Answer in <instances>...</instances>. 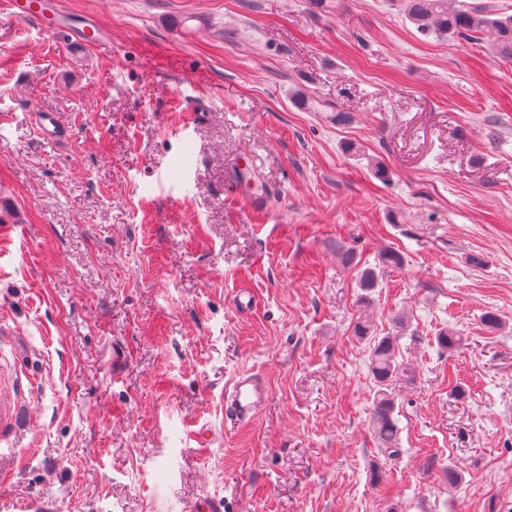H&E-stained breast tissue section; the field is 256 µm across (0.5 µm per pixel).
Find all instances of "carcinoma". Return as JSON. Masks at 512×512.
I'll use <instances>...</instances> for the list:
<instances>
[{"label": "carcinoma", "mask_w": 512, "mask_h": 512, "mask_svg": "<svg viewBox=\"0 0 512 512\" xmlns=\"http://www.w3.org/2000/svg\"><path fill=\"white\" fill-rule=\"evenodd\" d=\"M408 20L425 36L472 40L485 30L495 32L498 56L512 59V15L492 13L480 5L458 0H405ZM370 370L377 383L373 404V423L378 441L390 453H396L395 404L391 386L405 371L396 363L392 339L384 337L371 349Z\"/></svg>", "instance_id": "1"}]
</instances>
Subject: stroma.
<instances>
[{
    "instance_id": "35a3bbf8",
    "label": "stroma",
    "mask_w": 512,
    "mask_h": 512,
    "mask_svg": "<svg viewBox=\"0 0 512 512\" xmlns=\"http://www.w3.org/2000/svg\"><path fill=\"white\" fill-rule=\"evenodd\" d=\"M60 2L57 29L0 14L12 512H512V61L402 0ZM245 371L269 396L234 426ZM370 370L377 383V394L373 404V423L378 441L389 454L397 452L395 404L391 395V386L405 371L396 363L395 347L392 339L384 337L371 349Z\"/></svg>"
}]
</instances>
